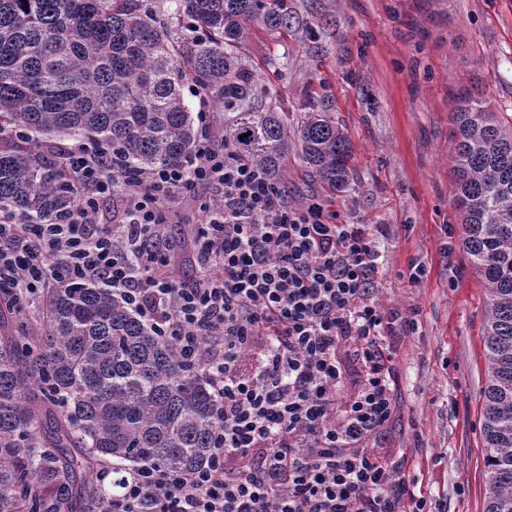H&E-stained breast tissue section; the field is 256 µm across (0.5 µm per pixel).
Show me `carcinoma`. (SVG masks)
I'll return each mask as SVG.
<instances>
[{"mask_svg":"<svg viewBox=\"0 0 512 512\" xmlns=\"http://www.w3.org/2000/svg\"><path fill=\"white\" fill-rule=\"evenodd\" d=\"M204 37L157 22L144 0H0V207L41 223L73 211L65 138L121 148L134 178L201 148L182 87L236 115L224 139L288 192L292 140L329 191L353 179L347 135L325 112L256 109L238 48L254 29L288 31L283 0H175ZM455 202L464 250L484 278L488 384L481 435L485 512H512V124L466 91L453 98ZM42 332L0 294V512H46L60 487L89 512L137 463L191 471L221 420L203 371L110 289L56 282L37 305Z\"/></svg>","mask_w":512,"mask_h":512,"instance_id":"obj_1","label":"carcinoma"}]
</instances>
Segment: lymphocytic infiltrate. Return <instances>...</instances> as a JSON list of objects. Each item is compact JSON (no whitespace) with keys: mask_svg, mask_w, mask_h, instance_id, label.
Instances as JSON below:
<instances>
[{"mask_svg":"<svg viewBox=\"0 0 512 512\" xmlns=\"http://www.w3.org/2000/svg\"><path fill=\"white\" fill-rule=\"evenodd\" d=\"M64 157L79 204L42 224L0 215V288L23 310L55 279L101 282L201 367L224 422L198 468L140 462L97 512H432L383 446L400 343L418 329L377 299L383 225L288 205L228 142L134 181L115 148ZM199 186L221 205L204 209L181 280L165 227Z\"/></svg>","mask_w":512,"mask_h":512,"instance_id":"f902f5d3","label":"lymphocytic infiltrate"}]
</instances>
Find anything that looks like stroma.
Returning <instances> with one entry per match:
<instances>
[{
  "label": "stroma",
  "mask_w": 512,
  "mask_h": 512,
  "mask_svg": "<svg viewBox=\"0 0 512 512\" xmlns=\"http://www.w3.org/2000/svg\"><path fill=\"white\" fill-rule=\"evenodd\" d=\"M287 34L256 31L244 49L260 89L255 106H280L296 126L326 109L354 153L340 194L288 158L293 206L321 202L345 224H383L378 300L417 315L396 359V417L386 447L434 512H484L480 420L487 385L486 291L469 261L455 203L450 107L463 88L512 118V0H288ZM185 99L208 142L231 114ZM424 265L409 285L410 264Z\"/></svg>",
  "instance_id": "obj_1"
}]
</instances>
